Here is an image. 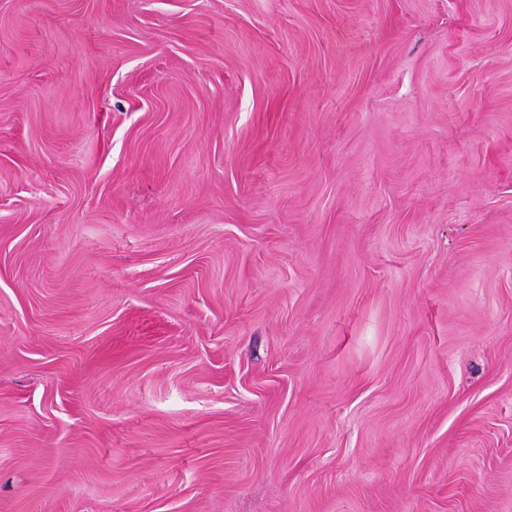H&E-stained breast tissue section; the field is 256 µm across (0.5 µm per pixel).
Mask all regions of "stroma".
Listing matches in <instances>:
<instances>
[{"label": "stroma", "mask_w": 512, "mask_h": 512, "mask_svg": "<svg viewBox=\"0 0 512 512\" xmlns=\"http://www.w3.org/2000/svg\"><path fill=\"white\" fill-rule=\"evenodd\" d=\"M0 512H512V0H0Z\"/></svg>", "instance_id": "1"}]
</instances>
